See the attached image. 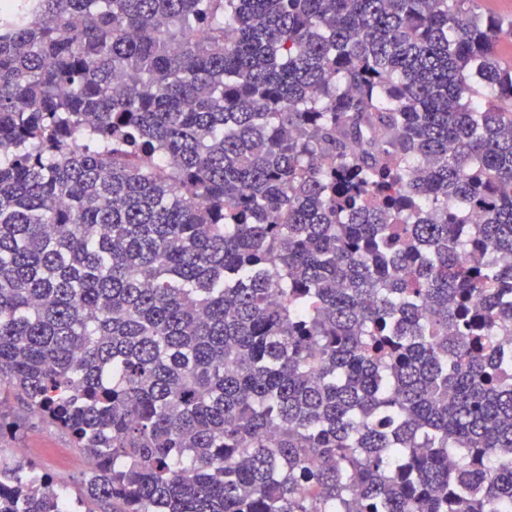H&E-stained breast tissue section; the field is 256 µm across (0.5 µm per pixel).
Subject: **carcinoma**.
Listing matches in <instances>:
<instances>
[{
  "label": "carcinoma",
  "instance_id": "cac0c4a2",
  "mask_svg": "<svg viewBox=\"0 0 512 512\" xmlns=\"http://www.w3.org/2000/svg\"><path fill=\"white\" fill-rule=\"evenodd\" d=\"M478 0H14L0 406L70 500L512 512V57ZM30 461L52 473L60 490L68 498L76 496L90 470L89 460L72 448L67 434L54 427L26 420L16 433L0 435V462L15 466Z\"/></svg>",
  "mask_w": 512,
  "mask_h": 512
}]
</instances>
